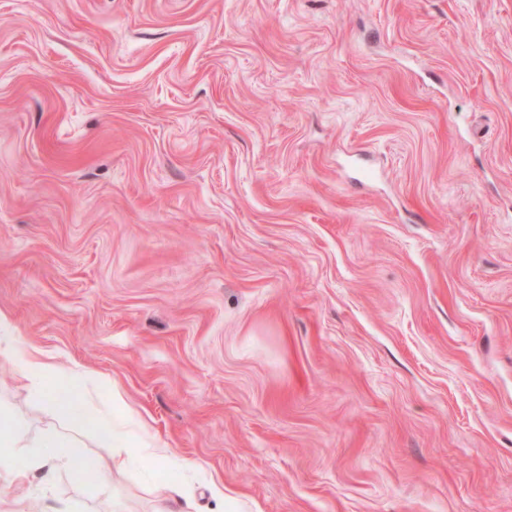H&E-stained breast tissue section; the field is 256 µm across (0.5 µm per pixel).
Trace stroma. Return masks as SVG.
Wrapping results in <instances>:
<instances>
[{
	"label": "stroma",
	"instance_id": "1",
	"mask_svg": "<svg viewBox=\"0 0 512 512\" xmlns=\"http://www.w3.org/2000/svg\"><path fill=\"white\" fill-rule=\"evenodd\" d=\"M0 313L177 460L0 512H512V0H0Z\"/></svg>",
	"mask_w": 512,
	"mask_h": 512
}]
</instances>
